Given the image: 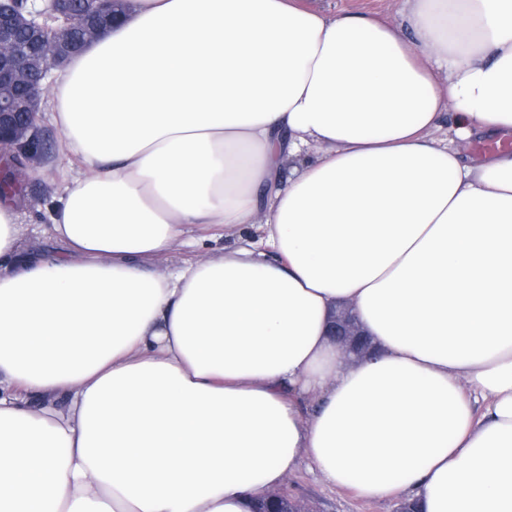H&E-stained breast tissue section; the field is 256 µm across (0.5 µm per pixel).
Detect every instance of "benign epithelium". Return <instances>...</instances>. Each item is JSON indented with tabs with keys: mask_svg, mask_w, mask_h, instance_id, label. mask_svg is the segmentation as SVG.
<instances>
[{
	"mask_svg": "<svg viewBox=\"0 0 512 512\" xmlns=\"http://www.w3.org/2000/svg\"><path fill=\"white\" fill-rule=\"evenodd\" d=\"M113 2L93 0V12L86 13L73 0H0V85L28 80L17 94L0 97V144L8 145L22 165L48 158L50 134L35 114L51 70L76 51L64 35L79 30L84 42L93 41L109 28ZM328 334L348 355L358 357L369 349L364 330L348 311L331 316Z\"/></svg>",
	"mask_w": 512,
	"mask_h": 512,
	"instance_id": "benign-epithelium-1",
	"label": "benign epithelium"
}]
</instances>
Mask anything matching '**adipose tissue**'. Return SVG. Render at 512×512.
Returning <instances> with one entry per match:
<instances>
[{"instance_id": "adipose-tissue-1", "label": "adipose tissue", "mask_w": 512, "mask_h": 512, "mask_svg": "<svg viewBox=\"0 0 512 512\" xmlns=\"http://www.w3.org/2000/svg\"><path fill=\"white\" fill-rule=\"evenodd\" d=\"M51 117L59 253L0 199V512H251L304 460L512 512V152L436 135L512 136V0H133ZM196 230L224 247L159 272ZM321 6L328 12L341 11L350 13L369 12L391 17L398 8L396 0H320ZM449 137L453 138L450 146L457 147L467 161L480 162L489 154L488 151L480 149V146L490 144L489 138L486 135H473L465 141L457 140L452 134ZM328 334L336 344L345 349L347 360L350 354L359 358L369 349L364 330L349 311H341L331 316L328 322Z\"/></svg>"}]
</instances>
